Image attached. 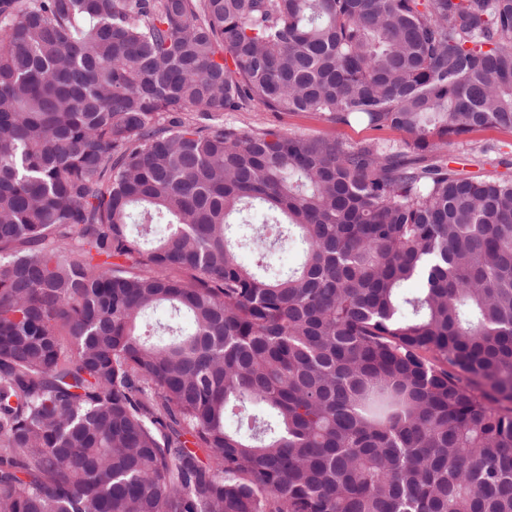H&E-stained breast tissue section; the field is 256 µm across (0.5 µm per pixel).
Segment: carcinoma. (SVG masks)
I'll return each mask as SVG.
<instances>
[{
    "label": "carcinoma",
    "instance_id": "carcinoma-1",
    "mask_svg": "<svg viewBox=\"0 0 512 512\" xmlns=\"http://www.w3.org/2000/svg\"><path fill=\"white\" fill-rule=\"evenodd\" d=\"M486 128L512 0H0V512H512ZM224 124L240 128H276L304 137H335L338 140L359 143L382 137L394 145H403L410 140L407 133L399 130L373 131L363 124L329 125L309 114L297 112H271L260 101H251L243 112L224 113ZM485 144H493L497 151L483 156L473 153L470 149L478 148ZM448 158H456L459 163L450 165L458 169L464 175L490 174L512 176V133L495 128L479 130L460 139L448 140ZM481 160V164L474 162ZM473 159V160H472ZM508 161L510 165L501 164Z\"/></svg>",
    "mask_w": 512,
    "mask_h": 512
}]
</instances>
